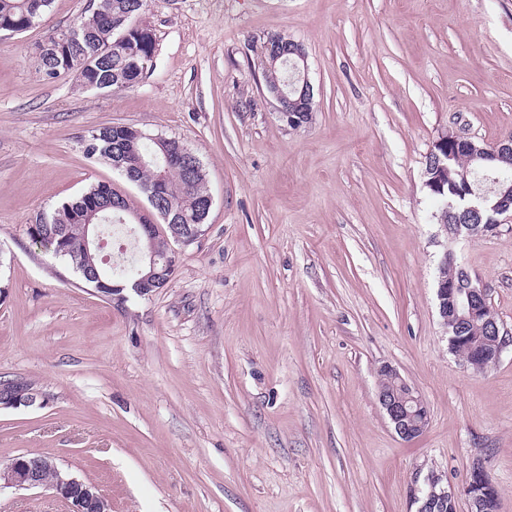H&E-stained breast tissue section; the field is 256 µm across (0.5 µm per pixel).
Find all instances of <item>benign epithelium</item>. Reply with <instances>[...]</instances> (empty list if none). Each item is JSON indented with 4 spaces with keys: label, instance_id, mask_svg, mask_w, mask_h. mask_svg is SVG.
Masks as SVG:
<instances>
[{
    "label": "benign epithelium",
    "instance_id": "benign-epithelium-1",
    "mask_svg": "<svg viewBox=\"0 0 512 512\" xmlns=\"http://www.w3.org/2000/svg\"><path fill=\"white\" fill-rule=\"evenodd\" d=\"M291 54L290 62L296 73V82L300 86L301 107L294 111L288 110L284 106L286 94L279 87L268 90V93L278 103V110L288 125L295 126L302 122L303 112L312 100L313 87L307 77V59L302 44L294 45ZM450 141L454 143L456 152L466 154L488 173L499 171L492 161L512 157L511 137L489 149L476 144L471 138L443 133L432 143L425 160V186L433 195L444 193L440 174L448 168ZM492 182L495 189L490 193L471 190L463 195L461 215L485 216V224L479 231L483 234L496 232L502 224L500 217L512 219V202L506 199V196L512 195V183L497 178L492 179ZM493 194L499 196V200H492ZM131 218L136 222L140 237L145 242L138 258L137 276L129 281V285L136 294L145 296L165 285V273L176 252L171 249L169 253L162 255L154 250L152 241L155 227L150 216L134 212ZM100 219L98 210L89 211L83 217L84 224L90 226V232L85 239L88 249L97 246V225ZM168 227L173 242L178 245L191 243L201 232L199 224L184 226L172 222ZM442 229L445 234L454 238L463 233H479L464 221L450 227L444 225ZM436 295L439 317L445 327L450 322L458 325L478 317L483 318L488 336L469 350L470 364L475 367L477 361L488 356L492 362H497L506 344V337L501 334L497 319L490 314L486 289L469 276L464 281L440 276ZM380 375L392 384L391 389L378 391L377 400L394 431L406 441L420 437L429 423V410L422 395L392 367H383ZM39 396L40 391L31 382L0 383V409L29 407L36 403ZM0 482L25 490L51 489L69 505L71 512H109L110 509L106 498L94 486L72 476L48 456L20 454L14 457L0 469ZM460 495L467 499L470 512H483L492 502L498 501L496 485L482 462L477 461L470 467L461 486L456 490L444 483L443 475L435 471L428 473L423 480V487L413 490L411 500L417 505L416 512H456V502Z\"/></svg>",
    "mask_w": 512,
    "mask_h": 512
}]
</instances>
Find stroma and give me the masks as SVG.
Returning a JSON list of instances; mask_svg holds the SVG:
<instances>
[{"instance_id": "1", "label": "stroma", "mask_w": 512, "mask_h": 512, "mask_svg": "<svg viewBox=\"0 0 512 512\" xmlns=\"http://www.w3.org/2000/svg\"><path fill=\"white\" fill-rule=\"evenodd\" d=\"M87 9L54 0L0 36V379L45 398L0 410V467L51 457L110 512H410L429 471L457 487L478 459L512 512V222L446 239L424 185L442 133L512 136V0H150L139 84L43 80L34 45ZM271 33L307 55L316 110L299 127L257 67ZM113 124L181 140L213 199L148 296H100L29 234L97 184L150 211L84 153ZM445 256L509 338L481 371L438 316ZM384 366L428 406L413 441L377 403ZM0 512L69 509L4 486Z\"/></svg>"}]
</instances>
